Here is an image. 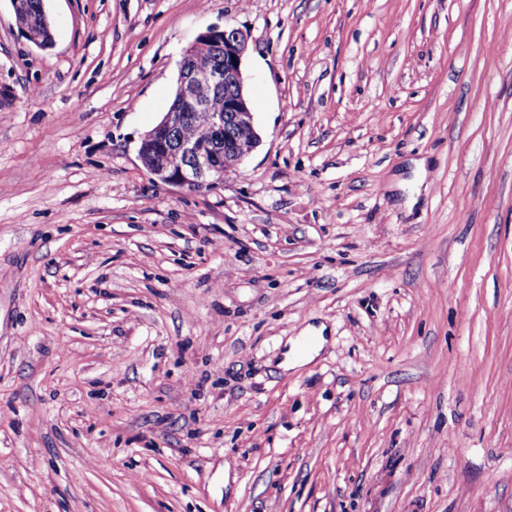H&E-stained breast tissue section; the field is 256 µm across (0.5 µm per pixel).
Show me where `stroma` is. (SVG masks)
I'll return each mask as SVG.
<instances>
[{
    "label": "stroma",
    "instance_id": "obj_1",
    "mask_svg": "<svg viewBox=\"0 0 512 512\" xmlns=\"http://www.w3.org/2000/svg\"><path fill=\"white\" fill-rule=\"evenodd\" d=\"M45 9L0 0V512H512V0ZM214 25L260 144L190 192L137 149ZM19 10L26 14L35 25L42 28L44 41H52V30L44 9V0H19L16 11ZM311 339V345L303 349V338ZM326 339L318 332L315 336H302L291 342L290 349L285 354L284 361L280 364L283 369L293 368L303 362L311 361L322 350Z\"/></svg>",
    "mask_w": 512,
    "mask_h": 512
}]
</instances>
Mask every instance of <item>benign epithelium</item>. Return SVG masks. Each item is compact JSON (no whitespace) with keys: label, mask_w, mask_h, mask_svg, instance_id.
Returning <instances> with one entry per match:
<instances>
[{"label":"benign epithelium","mask_w":512,"mask_h":512,"mask_svg":"<svg viewBox=\"0 0 512 512\" xmlns=\"http://www.w3.org/2000/svg\"><path fill=\"white\" fill-rule=\"evenodd\" d=\"M249 39L248 32L239 28L212 26L186 48L183 60L193 64L179 68L178 105L200 109L213 91L222 87L224 111L211 115L204 127L205 137L189 141L177 138L176 133L191 113H165L141 138L138 147L139 160L153 181L190 192L211 189L257 148L260 136L245 96L242 71ZM204 43L220 49V55L205 60L197 57L196 48ZM226 125L234 129L238 138L249 141L248 150L239 149L237 138L224 136Z\"/></svg>","instance_id":"1"}]
</instances>
